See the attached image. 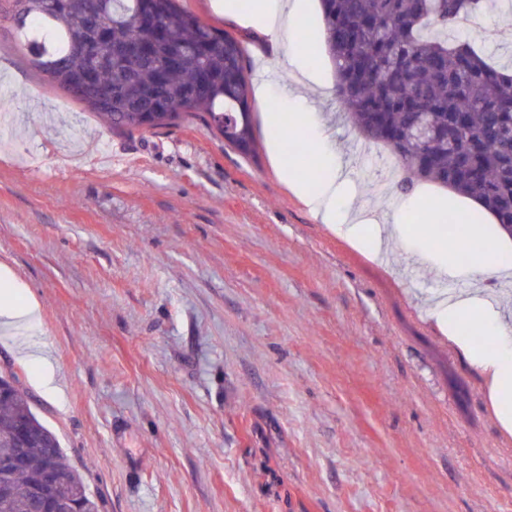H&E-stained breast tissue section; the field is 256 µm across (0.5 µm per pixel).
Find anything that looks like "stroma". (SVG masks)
I'll use <instances>...</instances> for the list:
<instances>
[{
    "mask_svg": "<svg viewBox=\"0 0 512 512\" xmlns=\"http://www.w3.org/2000/svg\"><path fill=\"white\" fill-rule=\"evenodd\" d=\"M179 5L239 39L247 66L267 59L248 12ZM6 6L0 306L40 312L0 324V372L99 512H512V429L433 317L457 286L512 322V270L422 256L415 209L377 255L321 223L268 152L293 76L252 102L255 156L193 122L119 135L31 65ZM304 25L320 81L302 109L336 149V208L391 227L397 174L340 112L320 6ZM460 34L512 61V11Z\"/></svg>",
    "mask_w": 512,
    "mask_h": 512,
    "instance_id": "1",
    "label": "stroma"
}]
</instances>
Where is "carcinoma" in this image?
<instances>
[{
    "instance_id": "obj_1",
    "label": "carcinoma",
    "mask_w": 512,
    "mask_h": 512,
    "mask_svg": "<svg viewBox=\"0 0 512 512\" xmlns=\"http://www.w3.org/2000/svg\"><path fill=\"white\" fill-rule=\"evenodd\" d=\"M499 0H320L336 101L367 142L400 162V189L417 182L469 196L512 225V66H498L458 36L462 20ZM11 18L33 67L112 125L131 133L197 119L239 154L256 153L245 49L182 9L177 0H97L88 9L59 0H13ZM77 43L85 56L73 53ZM101 59L99 83L83 81ZM428 123L435 134L421 138ZM12 375L0 376V461L26 428L29 463L6 469L11 500L26 512L53 456L75 490L71 512H98L55 434L32 411Z\"/></svg>"
}]
</instances>
